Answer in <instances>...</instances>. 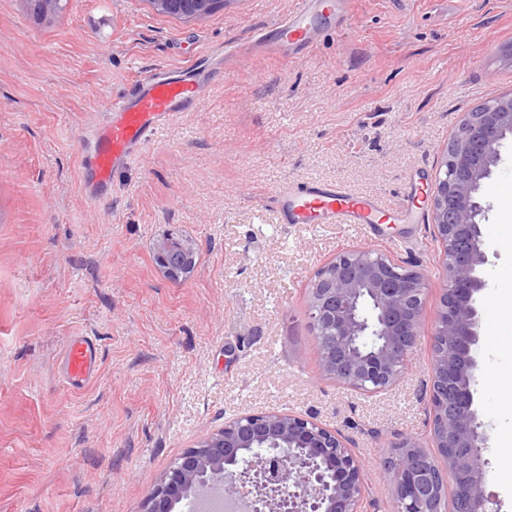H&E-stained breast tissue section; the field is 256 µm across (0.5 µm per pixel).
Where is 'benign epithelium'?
<instances>
[{
    "instance_id": "1",
    "label": "benign epithelium",
    "mask_w": 512,
    "mask_h": 512,
    "mask_svg": "<svg viewBox=\"0 0 512 512\" xmlns=\"http://www.w3.org/2000/svg\"><path fill=\"white\" fill-rule=\"evenodd\" d=\"M160 13L179 9L203 18L224 0H150ZM512 138V95L464 114L444 151V171L430 194L433 238L442 273L439 317L433 333L429 407L437 455L400 438L389 462L393 498L388 512H440L441 469L460 476L457 512H490L474 388L479 366V294L486 288L482 233L488 206L482 183ZM166 273L183 274L169 240L156 246ZM429 284L392 254L364 247L336 253L311 282L308 318L320 347L322 370L337 384L363 393L393 386L417 348ZM279 497L277 508L299 512H361L360 462L340 434L302 416L267 411L239 415L184 451L144 503L143 512H174L182 500L213 490L239 493L246 485Z\"/></svg>"
}]
</instances>
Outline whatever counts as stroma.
I'll use <instances>...</instances> for the list:
<instances>
[{
  "label": "stroma",
  "instance_id": "1",
  "mask_svg": "<svg viewBox=\"0 0 512 512\" xmlns=\"http://www.w3.org/2000/svg\"><path fill=\"white\" fill-rule=\"evenodd\" d=\"M295 0H224L186 21L148 0H66L35 22L0 0V512H141L176 459L225 421L275 410L337 430L360 461L364 512H388L386 442L430 444L437 245L420 224H284L275 189L338 181L401 201L434 184L465 112L512 93V0H353L349 20L286 61L256 47ZM223 55L96 199L82 154L107 105L159 69ZM489 296L479 301L474 408L492 512H512V141L485 185ZM170 236L194 270L156 262ZM372 246L432 284L411 366L364 394L322 374L308 286L336 252ZM99 371L62 374L70 338ZM64 372L67 380L73 386H83L97 372L98 350L93 339L89 336L73 337L64 354Z\"/></svg>",
  "mask_w": 512,
  "mask_h": 512
}]
</instances>
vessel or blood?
I'll list each match as a JSON object with an SVG mask.
<instances>
[{
  "label": "vessel or blood",
  "instance_id": "b4317fda",
  "mask_svg": "<svg viewBox=\"0 0 512 512\" xmlns=\"http://www.w3.org/2000/svg\"><path fill=\"white\" fill-rule=\"evenodd\" d=\"M352 0H298L295 9L257 41L286 59L310 50L322 32L340 27ZM220 63L211 60L185 69L144 77L127 96L113 100L108 118L93 131V147L85 156L84 190L95 197L138 154L155 130L173 113L192 109L203 95ZM274 202L285 224H374L378 219L413 222L418 213V190L408 186L404 202L388 206L373 195H360L337 183L282 184ZM98 350L91 337H73L64 354V372L73 386L89 382L97 372Z\"/></svg>",
  "mask_w": 512,
  "mask_h": 512
}]
</instances>
